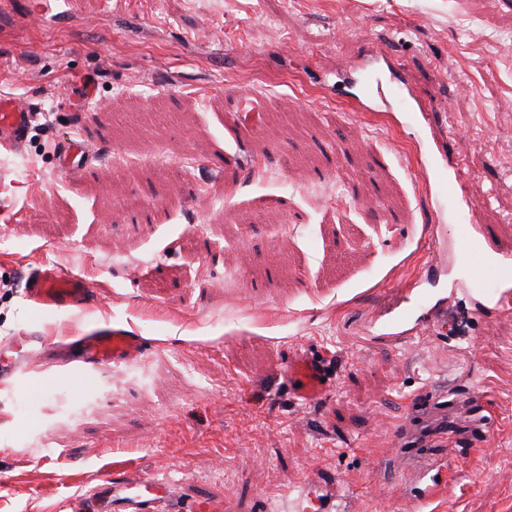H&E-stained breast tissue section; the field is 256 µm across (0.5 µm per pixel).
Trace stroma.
I'll list each match as a JSON object with an SVG mask.
<instances>
[{
	"label": "stroma",
	"instance_id": "stroma-1",
	"mask_svg": "<svg viewBox=\"0 0 512 512\" xmlns=\"http://www.w3.org/2000/svg\"><path fill=\"white\" fill-rule=\"evenodd\" d=\"M79 0L33 20L0 0V95L36 113L25 147L0 152V336L36 330L73 354L98 325L136 329L143 360L68 381L32 373L0 388V512H59L115 471L153 474L171 507L302 512L309 489L335 512H409L406 472L424 457L449 482L429 512H512V318L404 349L365 341L391 286L434 262L420 247L435 200L428 144L399 113L356 112L349 80L372 39L462 132L481 223L512 244V0ZM95 85L98 103L83 96ZM265 120L246 129L239 101ZM94 172L62 174V138ZM137 194L131 213L123 198ZM72 269L98 288L87 311L39 314L31 269ZM329 359L334 394L306 405L286 370ZM478 385L483 442L427 391ZM447 426L457 445L395 458L402 421Z\"/></svg>",
	"mask_w": 512,
	"mask_h": 512
}]
</instances>
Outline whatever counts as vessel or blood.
Returning <instances> with one entry per match:
<instances>
[{"label": "vessel or blood", "instance_id": "1", "mask_svg": "<svg viewBox=\"0 0 512 512\" xmlns=\"http://www.w3.org/2000/svg\"><path fill=\"white\" fill-rule=\"evenodd\" d=\"M366 65L377 66L379 78L370 80L353 97L359 112H374L379 102L392 100L405 111L425 113L428 105L406 82L387 46L369 43ZM33 111L21 101L0 96V148L17 152L26 144ZM57 157L65 172H84L91 166L89 151L82 141L67 138L60 142ZM471 173L456 157L448 155L435 172L437 209L448 214L449 223L465 222L466 231L458 245L461 264L467 265L471 286L472 312L477 322L493 316L512 315V251L501 248L490 228L477 220L478 206L469 196ZM395 305L374 330L369 341L375 345L405 347L443 324L448 319L452 299L432 297L423 291L409 297L393 290ZM31 305L47 313L89 309L97 301V292L89 281L55 264H43L34 270L26 290ZM53 339L38 333H18L0 338V365L10 376L21 377L39 371L46 349ZM145 345L141 336L119 326L100 327L81 339V352L74 362L60 363L59 374L71 367L85 372L111 369L118 364L141 360ZM293 397L306 404L324 399L335 385L323 361L304 354L292 356L287 366ZM408 480L418 486L416 506L425 512L445 489L442 466L430 463L409 473ZM169 487L149 475L116 474L103 478L95 489L77 497L79 512H99L100 503H108L111 512H152L155 503L168 500Z\"/></svg>", "mask_w": 512, "mask_h": 512}]
</instances>
